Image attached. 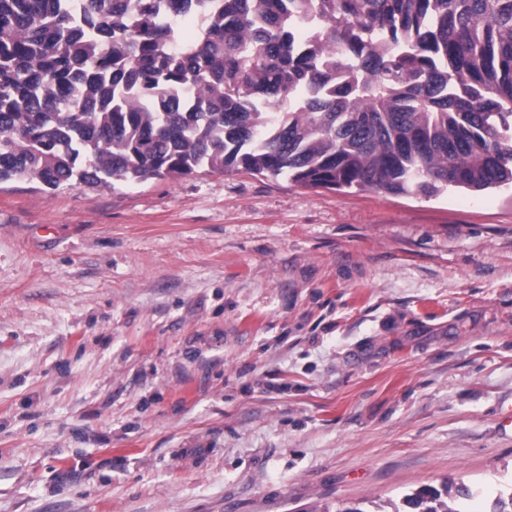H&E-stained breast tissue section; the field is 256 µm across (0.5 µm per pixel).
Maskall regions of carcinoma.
Masks as SVG:
<instances>
[{
  "instance_id": "cac0c4a2",
  "label": "carcinoma",
  "mask_w": 512,
  "mask_h": 512,
  "mask_svg": "<svg viewBox=\"0 0 512 512\" xmlns=\"http://www.w3.org/2000/svg\"><path fill=\"white\" fill-rule=\"evenodd\" d=\"M199 168L426 197L511 184L512 0H0V181ZM474 499L423 486L401 512Z\"/></svg>"
}]
</instances>
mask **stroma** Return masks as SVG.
Listing matches in <instances>:
<instances>
[{
  "instance_id": "35a3bbf8",
  "label": "stroma",
  "mask_w": 512,
  "mask_h": 512,
  "mask_svg": "<svg viewBox=\"0 0 512 512\" xmlns=\"http://www.w3.org/2000/svg\"><path fill=\"white\" fill-rule=\"evenodd\" d=\"M512 185L0 182V512L512 486Z\"/></svg>"
}]
</instances>
